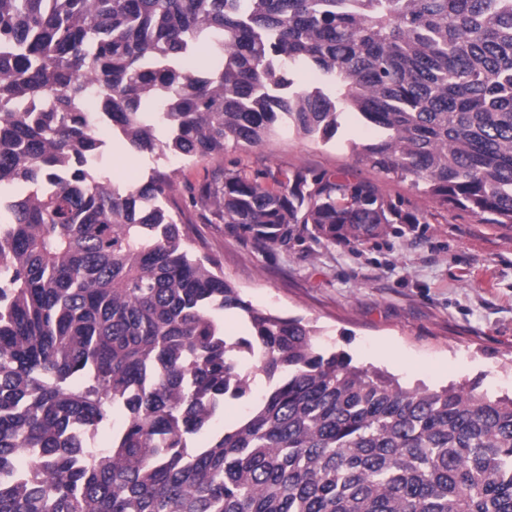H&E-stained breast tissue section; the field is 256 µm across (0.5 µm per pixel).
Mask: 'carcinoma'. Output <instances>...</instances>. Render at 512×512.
<instances>
[{
    "instance_id": "1",
    "label": "carcinoma",
    "mask_w": 512,
    "mask_h": 512,
    "mask_svg": "<svg viewBox=\"0 0 512 512\" xmlns=\"http://www.w3.org/2000/svg\"><path fill=\"white\" fill-rule=\"evenodd\" d=\"M94 112L184 162L353 120L357 162L512 224V0H0V512H512V395L403 385L253 306L169 173L88 166ZM217 181L201 205L261 251L424 220L345 171ZM245 362L268 389L214 433Z\"/></svg>"
}]
</instances>
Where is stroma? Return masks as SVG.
<instances>
[{
    "label": "stroma",
    "mask_w": 512,
    "mask_h": 512,
    "mask_svg": "<svg viewBox=\"0 0 512 512\" xmlns=\"http://www.w3.org/2000/svg\"><path fill=\"white\" fill-rule=\"evenodd\" d=\"M370 138L351 124L327 143L284 132L188 163L112 147L107 157L113 174L127 179L155 168L173 173L179 223L189 227L199 253L221 259L225 280L255 307L312 322L324 343L401 383H476L511 394L512 224L483 223L382 177V192L424 213L425 223L399 224L361 244L307 240L261 252L209 222L198 202L199 188L227 168L247 175L346 170L372 178L347 146Z\"/></svg>",
    "instance_id": "obj_1"
}]
</instances>
